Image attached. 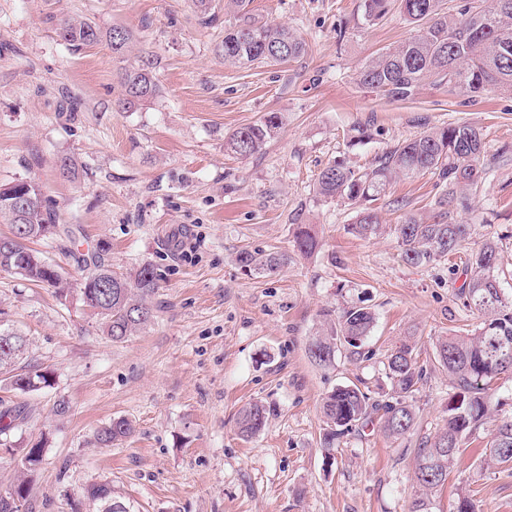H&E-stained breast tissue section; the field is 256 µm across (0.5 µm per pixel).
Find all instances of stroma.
Here are the masks:
<instances>
[{"instance_id":"1","label":"stroma","mask_w":512,"mask_h":512,"mask_svg":"<svg viewBox=\"0 0 512 512\" xmlns=\"http://www.w3.org/2000/svg\"><path fill=\"white\" fill-rule=\"evenodd\" d=\"M212 6L216 20L205 25L193 0H0V183L37 182L61 231L34 249L71 282L83 273L77 254L101 246L115 270L149 264L159 278L151 323L113 343L75 297L0 271V326L25 334L27 361L54 372L53 387L23 396L0 382V399L27 406L14 441H48L25 512H96L85 491L101 482L132 512H409L417 448L445 418L449 381L436 341L476 321L456 296L462 275L448 271L466 254L407 265L393 234L354 236L355 207L322 201L314 184L329 162L366 165L424 127L472 123L488 173L457 217L472 226L470 247L496 241L510 295L512 95L474 101L463 88L427 84L397 102L362 89L363 64L415 32L395 10L363 26L362 0H252L256 18L292 28L306 51L276 66H230L219 53L224 0ZM66 17L104 34L129 30L131 55L104 42L73 51L56 34ZM140 62L159 92L122 110L120 72ZM267 112L282 125L262 151L225 150L230 133ZM360 124L374 137L351 145ZM63 156L77 161L78 179L60 176ZM442 190L431 173L401 179L373 207L393 225L405 208L431 214ZM299 224L315 228L314 255L294 247ZM244 251L287 262L273 275L249 272ZM351 306L376 316L362 355L342 347L330 366L316 365L308 346L325 311ZM408 337L426 370L414 434L393 440L371 424L323 447L322 397L355 384L382 398L386 358ZM60 398L70 404L62 419L53 413ZM253 401L271 414L245 439L237 415ZM490 407L433 490L431 512H452L469 490L480 512H512V464L482 458L494 424L512 416V378L492 382ZM116 418L133 434L96 444L95 430Z\"/></svg>"}]
</instances>
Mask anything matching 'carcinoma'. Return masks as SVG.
Returning <instances> with one entry per match:
<instances>
[{
  "label": "carcinoma",
  "instance_id": "carcinoma-1",
  "mask_svg": "<svg viewBox=\"0 0 512 512\" xmlns=\"http://www.w3.org/2000/svg\"><path fill=\"white\" fill-rule=\"evenodd\" d=\"M406 21L417 27L416 34L399 45L370 59L356 73L363 89L392 101L414 98L426 81L433 84L456 83L473 98L489 90L512 92V0H495L491 16L479 20L469 0L456 14L444 11L443 0H363L362 24L373 26L390 11L391 2ZM251 0H225L224 8L233 21L224 26L222 51L231 65H279L300 57L306 44L285 26L262 22L249 9ZM58 37L78 51L100 41L101 32L85 19L68 18L59 22ZM112 53L124 56L132 36L124 28L108 35ZM125 95L123 109L132 111L151 102L159 88L152 72L141 67L125 68L121 76ZM282 125L277 112L266 113L258 122L233 131L225 147L241 157L254 155L275 137ZM485 142L480 129L467 122H451L430 127L415 137L399 141L374 157L366 167L333 162L325 166L315 181L316 195L326 202L343 201L360 207L351 231L361 238L377 234L383 224L377 212L367 206L385 193L397 178H412L430 172L438 177L443 193L435 212L426 219L409 210L402 214L393 233L401 258L409 265L422 266L440 261L458 251L471 235V225L457 219L458 207L468 208L469 194L485 179ZM30 200L19 211L12 198L0 195V219L10 224L8 236H0V269L13 272L32 282L54 287L63 294L69 283L52 264L30 249L27 243L55 234L57 214L51 211L39 185L29 181ZM297 250L313 254L319 240L311 224L297 225L294 233ZM84 276L77 283V295L83 306L100 317L102 335L113 343H122L146 326L154 317L151 298L158 275L144 264L133 271L112 270L99 251L83 257ZM239 263L250 271L271 273L283 263L274 253L259 255L244 251ZM500 253L497 244L485 241L472 250L464 268L465 279L458 298L465 310L479 323L466 334L450 332L436 344L435 361L450 380L446 418L434 441L417 448L416 480L423 490L412 502L411 512H429L428 492L443 485L448 472L462 451L464 440L489 418L490 383L504 374L512 376V359H501L503 351L512 353V296L499 288L497 272ZM375 315L365 307H352L338 320L324 321L309 345L310 357L319 364L331 362L329 355L337 346L355 354L374 327ZM26 347V339L13 343L7 359L0 358L5 373L20 370L18 380H27L14 390L27 394L51 386L52 374L39 365L17 367ZM390 391L383 402H374L356 385L338 386L322 399L325 428L323 445L333 448L346 432L371 422V415L382 411L381 428L387 437L400 439L417 424L413 397L424 382V368L417 359L416 346L403 342L387 356ZM269 409L260 401L243 406L238 414L239 434L251 438L267 424ZM26 418L25 407L0 399V446ZM133 431L125 418L112 420L98 429L95 441L112 446L128 438ZM47 441L15 447L23 478L14 493L26 500L30 477L40 468ZM483 462L487 465L512 463V419L504 420L486 446ZM87 498L98 512H121L120 501L112 497L107 483L92 484Z\"/></svg>",
  "mask_w": 512,
  "mask_h": 512
}]
</instances>
